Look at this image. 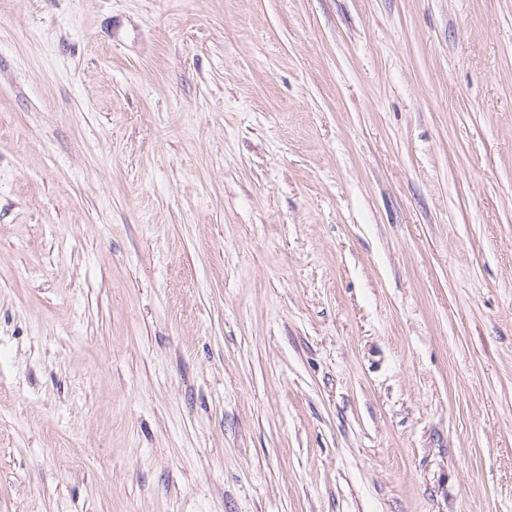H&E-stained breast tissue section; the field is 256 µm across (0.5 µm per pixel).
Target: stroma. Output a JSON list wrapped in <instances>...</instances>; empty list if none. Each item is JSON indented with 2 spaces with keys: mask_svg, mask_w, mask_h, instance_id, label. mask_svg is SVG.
<instances>
[{
  "mask_svg": "<svg viewBox=\"0 0 512 512\" xmlns=\"http://www.w3.org/2000/svg\"><path fill=\"white\" fill-rule=\"evenodd\" d=\"M0 512H512V0H0Z\"/></svg>",
  "mask_w": 512,
  "mask_h": 512,
  "instance_id": "obj_1",
  "label": "stroma"
}]
</instances>
